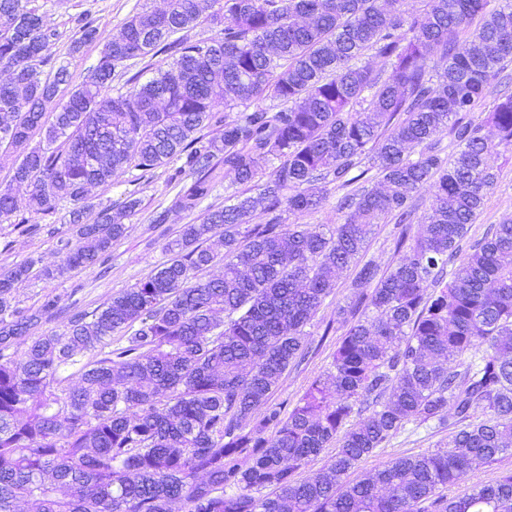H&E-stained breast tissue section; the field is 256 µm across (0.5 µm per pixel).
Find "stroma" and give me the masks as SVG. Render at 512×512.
Instances as JSON below:
<instances>
[{"label": "stroma", "instance_id": "stroma-1", "mask_svg": "<svg viewBox=\"0 0 512 512\" xmlns=\"http://www.w3.org/2000/svg\"><path fill=\"white\" fill-rule=\"evenodd\" d=\"M48 25L57 29L58 40L52 54L58 62L68 66L74 83H81L97 64L104 41L116 33L132 15L143 10L159 11L165 0H35ZM86 14L94 19L99 31L97 41L83 44L79 51H72L75 39V20ZM496 180L488 191L484 207L472 224V236H482L485 229L500 223L512 214V151H499L490 158ZM174 164L154 170L150 180H142L140 170L133 167L121 169L111 182L91 188L93 203L116 205L133 195L140 200L136 214L125 219V233L112 244V258L108 273L99 268L77 269L64 277L46 279L39 276V269L59 265L63 255L58 243L75 240L76 229L67 224L61 214L41 219L37 228L26 225L30 212L25 204L23 186L13 185L10 164L0 165V184L12 185L19 203L16 217L0 222V268L30 262L35 267L28 279L16 284L11 305L13 309L29 315L38 312L46 295L60 297L62 306L90 313L121 290L133 286L147 277L166 259L165 247L176 238L183 225L199 221L198 213L176 210L174 201L179 190L170 177ZM166 213V223H156L159 213ZM350 274H343L331 295L308 325L309 340L315 352L300 365L289 367L283 375L272 400H295L318 375L323 373L332 360V354L341 336L340 331H327L326 326L336 320V308L344 304L350 294ZM448 430L433 424L421 426L408 424L387 447L361 461L355 476H362L379 464L390 459L423 453L443 446L448 441Z\"/></svg>", "mask_w": 512, "mask_h": 512}]
</instances>
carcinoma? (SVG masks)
<instances>
[{
    "mask_svg": "<svg viewBox=\"0 0 512 512\" xmlns=\"http://www.w3.org/2000/svg\"><path fill=\"white\" fill-rule=\"evenodd\" d=\"M30 2L0 0V162L32 214L73 205L79 244H64L45 277L108 265L140 201L115 210L87 197L130 164L146 175L179 162L172 180L191 178L182 211L211 195L220 166L230 191L183 225L150 275L93 322L72 314L61 335L31 334L58 297L11 310L30 266L0 271V512H171L177 501L186 512H512V474L440 493L512 446V218L466 242L495 181L489 157L512 151V95L480 122L467 117L512 63V0H167L129 17L74 86L65 66L44 71L58 33ZM202 22L219 33L179 36ZM76 26L74 48L97 38L88 16ZM159 51L174 56L168 70L109 94L118 67ZM266 100L276 111L250 108ZM331 185L351 188L343 223L281 224L285 208L297 219L318 210ZM15 206L0 186V218ZM258 211L266 223H251ZM391 215L396 260L383 269L362 258ZM216 236L224 273L199 280ZM351 267L330 367L293 405L272 402ZM411 421L450 430L449 443L348 480ZM333 444L317 476L296 479Z\"/></svg>",
    "mask_w": 512,
    "mask_h": 512,
    "instance_id": "cac0c4a2",
    "label": "carcinoma"
}]
</instances>
